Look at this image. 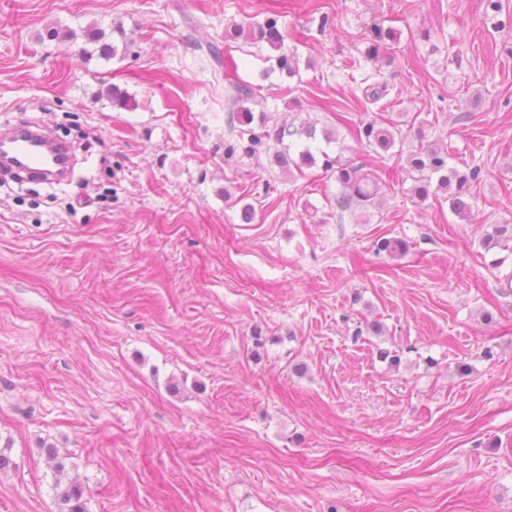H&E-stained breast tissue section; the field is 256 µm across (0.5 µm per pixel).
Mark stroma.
I'll return each instance as SVG.
<instances>
[{
	"label": "stroma",
	"mask_w": 512,
	"mask_h": 512,
	"mask_svg": "<svg viewBox=\"0 0 512 512\" xmlns=\"http://www.w3.org/2000/svg\"><path fill=\"white\" fill-rule=\"evenodd\" d=\"M269 17L295 75L225 51L259 108L358 161L361 121L404 113L408 151L435 116L480 170L472 222L413 199L394 150L346 211L321 165L225 158L207 46ZM92 24L129 52L44 37ZM375 24L400 40L370 61ZM31 122L93 142L64 182L0 186V512H59L49 445L87 512H512V257L480 245L512 222V0H0V136Z\"/></svg>",
	"instance_id": "obj_1"
}]
</instances>
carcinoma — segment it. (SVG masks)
I'll use <instances>...</instances> for the list:
<instances>
[{"mask_svg":"<svg viewBox=\"0 0 512 512\" xmlns=\"http://www.w3.org/2000/svg\"><path fill=\"white\" fill-rule=\"evenodd\" d=\"M50 40L84 38L88 44L95 45V51L89 52L86 60L92 55L99 54L102 59L113 57L117 53V45L107 40L106 31L88 26L78 34L73 30H61L51 27L46 31ZM243 37L255 43H266L280 51L274 58V69L279 73L292 75L296 71L297 56L294 53L284 52V35L278 26V20L268 18L263 22L252 23L246 27L235 25L225 30L224 39L235 40ZM368 57L378 56L380 51L389 50L397 43L398 34L392 28L375 25L369 30ZM234 94L232 103L237 106L234 119L238 123L237 138L224 142V155L233 157L239 153L252 157L261 152L270 157V162L281 171L288 174L293 171L303 172V168L313 166L317 158H322L325 171L335 176L340 185V194L336 197V205L342 209L358 206L367 209L376 205L379 189L380 175L365 161H343L341 157H332L321 149L314 151L312 144L316 143V126L310 122H301L300 125L290 123L272 124L267 113H254L244 103L256 97V91L238 82L231 83ZM432 121L423 118L419 120L416 137L419 148L412 150L405 157V166L412 175L414 196L425 201L431 197H443L448 200L451 211L462 220H470L472 206L466 199V192L470 185L476 182L480 175L479 168H473L465 174L448 165V148L436 143L427 142L426 128ZM356 137L359 143L372 149L388 152L396 145V138L402 137L399 122L393 118H373L360 123L356 127ZM480 244L485 252L512 247V224H491L489 230L480 238ZM60 512H86L83 500V491L69 485L57 493Z\"/></svg>","mask_w":512,"mask_h":512,"instance_id":"1","label":"carcinoma"}]
</instances>
